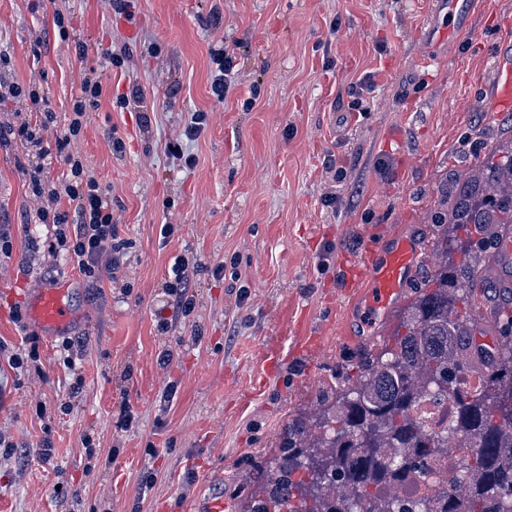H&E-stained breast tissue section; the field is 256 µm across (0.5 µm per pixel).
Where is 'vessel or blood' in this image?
Masks as SVG:
<instances>
[{
	"label": "vessel or blood",
	"instance_id": "1",
	"mask_svg": "<svg viewBox=\"0 0 512 512\" xmlns=\"http://www.w3.org/2000/svg\"><path fill=\"white\" fill-rule=\"evenodd\" d=\"M492 106L499 112L512 111V62L496 60L493 65ZM393 245L382 262L365 257L344 266L347 287L365 289V305L369 312L389 308L402 296L408 281L414 275L420 252L415 241L396 233ZM504 269L500 287L512 290V230H506L497 249ZM31 321L38 327L62 331L70 327L73 311L69 303V289L65 283L52 281L37 288L31 299Z\"/></svg>",
	"mask_w": 512,
	"mask_h": 512
}]
</instances>
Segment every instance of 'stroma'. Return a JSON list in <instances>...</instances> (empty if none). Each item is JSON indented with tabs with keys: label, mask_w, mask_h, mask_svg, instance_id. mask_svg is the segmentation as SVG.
<instances>
[{
	"label": "stroma",
	"mask_w": 512,
	"mask_h": 512,
	"mask_svg": "<svg viewBox=\"0 0 512 512\" xmlns=\"http://www.w3.org/2000/svg\"><path fill=\"white\" fill-rule=\"evenodd\" d=\"M222 46L234 69L220 100ZM110 49L122 66H105ZM0 53V84L46 101L1 99L0 123L43 129L47 150L38 161L24 139L0 146V341L28 356L16 370L0 354V512H193L213 494L245 512L250 464L400 321L398 303L364 314L343 257L371 241L383 258L394 231L429 255L464 174L512 140V112L489 106L493 62L512 57V0H132L126 16L109 0H0ZM92 76L102 96L71 149L110 188L125 243L120 266L93 279L49 255L29 178L38 164L61 182L55 137ZM136 85L141 113L118 103ZM196 111L208 124L189 138ZM180 254L187 317L166 290ZM58 279L70 327L23 343V294ZM303 320L320 349L294 356ZM274 346L289 357L268 376ZM213 59L216 61L217 71L212 79V93L222 100L231 87L232 57L224 49L222 52L215 50Z\"/></svg>",
	"instance_id": "obj_1"
}]
</instances>
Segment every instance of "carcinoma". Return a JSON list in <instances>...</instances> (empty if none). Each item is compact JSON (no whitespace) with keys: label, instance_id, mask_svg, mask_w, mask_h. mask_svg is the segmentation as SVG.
Here are the masks:
<instances>
[{"label":"carcinoma","instance_id":"cac0c4a2","mask_svg":"<svg viewBox=\"0 0 512 512\" xmlns=\"http://www.w3.org/2000/svg\"><path fill=\"white\" fill-rule=\"evenodd\" d=\"M508 224L512 144L465 177L392 344L367 352L330 404L289 419L276 455L248 472L247 512H512V308L499 311L496 348L476 341L469 313ZM442 397L453 407L448 425L431 431L413 419L420 401ZM452 444L469 452L439 482L432 463ZM413 475L435 499L388 495Z\"/></svg>","mask_w":512,"mask_h":512}]
</instances>
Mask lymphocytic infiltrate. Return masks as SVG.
Masks as SVG:
<instances>
[{
  "instance_id": "1",
  "label": "lymphocytic infiltrate",
  "mask_w": 512,
  "mask_h": 512,
  "mask_svg": "<svg viewBox=\"0 0 512 512\" xmlns=\"http://www.w3.org/2000/svg\"><path fill=\"white\" fill-rule=\"evenodd\" d=\"M102 94L101 83L93 78L85 79L71 108V115L64 134L56 138L58 150L63 151V162L68 166L70 177L60 184L43 183L39 173H31L34 196L40 205L36 215L41 223L55 224V242L51 253L67 251L71 259L87 277H95L101 260L118 265L122 243L118 238L117 224L112 216V200L109 189L92 178H84V166L80 157L67 153L72 138L79 135L91 108L97 106ZM75 202L78 219L74 232H66L56 207L61 198Z\"/></svg>"
}]
</instances>
